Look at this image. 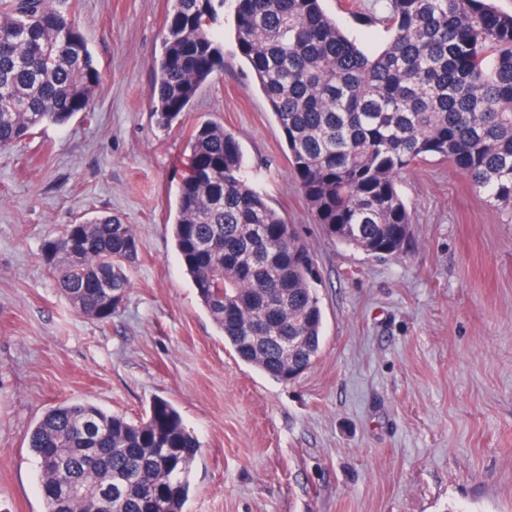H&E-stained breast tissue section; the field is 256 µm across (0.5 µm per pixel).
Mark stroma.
Instances as JSON below:
<instances>
[{
	"label": "stroma",
	"mask_w": 512,
	"mask_h": 512,
	"mask_svg": "<svg viewBox=\"0 0 512 512\" xmlns=\"http://www.w3.org/2000/svg\"><path fill=\"white\" fill-rule=\"evenodd\" d=\"M387 0H324L370 51ZM170 0H80L100 81L76 115L0 150V512H43L28 433L57 400L139 420L170 400L201 442L185 512H512V219L435 158L399 181L413 218L396 257L314 224L282 131L220 29L224 69L172 128L151 67ZM375 17L365 27L358 16ZM238 140L248 175L307 244L323 345L282 383L225 345L171 237L186 140L202 120ZM109 212L138 259L109 323L76 313L39 260L63 225Z\"/></svg>",
	"instance_id": "1"
}]
</instances>
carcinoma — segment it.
Wrapping results in <instances>:
<instances>
[{
	"label": "carcinoma",
	"mask_w": 512,
	"mask_h": 512,
	"mask_svg": "<svg viewBox=\"0 0 512 512\" xmlns=\"http://www.w3.org/2000/svg\"><path fill=\"white\" fill-rule=\"evenodd\" d=\"M225 0H172L150 89L169 128L224 70L215 28ZM235 42L267 99L315 223L376 258L404 251L412 219L400 174L438 157L512 219V14L493 0H388L387 40L359 47L322 0H233ZM99 80L77 10L0 0V150L87 111ZM172 234L202 306L245 363L290 381L319 356L323 311L312 255L244 176L224 126L188 135ZM116 215L68 224L41 261L81 316L104 324L138 255ZM240 315L231 319L225 307ZM28 447L45 512H184L200 443L155 397L137 421L63 398Z\"/></svg>",
	"instance_id": "cac0c4a2"
}]
</instances>
